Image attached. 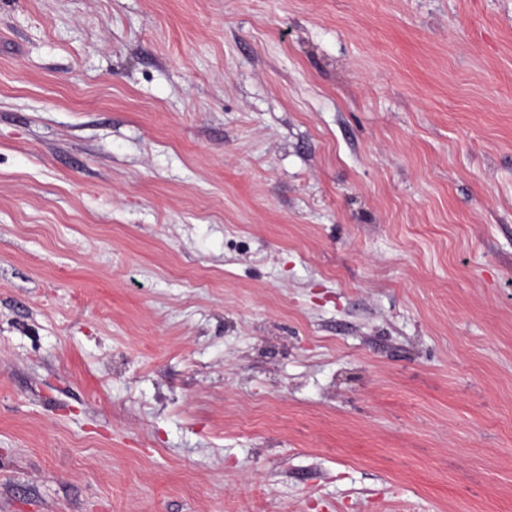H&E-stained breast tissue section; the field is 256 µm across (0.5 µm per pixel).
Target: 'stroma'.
Returning <instances> with one entry per match:
<instances>
[{"mask_svg":"<svg viewBox=\"0 0 512 512\" xmlns=\"http://www.w3.org/2000/svg\"><path fill=\"white\" fill-rule=\"evenodd\" d=\"M0 512H512V0H0Z\"/></svg>","mask_w":512,"mask_h":512,"instance_id":"stroma-1","label":"stroma"}]
</instances>
